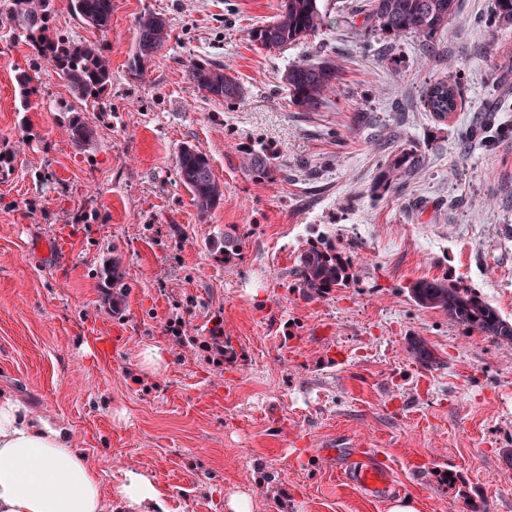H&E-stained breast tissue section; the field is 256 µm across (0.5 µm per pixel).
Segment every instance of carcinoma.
<instances>
[{"instance_id": "obj_1", "label": "carcinoma", "mask_w": 512, "mask_h": 512, "mask_svg": "<svg viewBox=\"0 0 512 512\" xmlns=\"http://www.w3.org/2000/svg\"><path fill=\"white\" fill-rule=\"evenodd\" d=\"M69 7L86 25L103 33L110 28L112 0H69ZM52 11L53 0H0V28L25 32L32 58L51 65L78 99L99 102L112 77L109 59L95 42H64L53 37L49 28ZM456 12L457 0H368L363 11V27L368 35L381 31L397 38L413 33L429 44L448 30ZM328 24L329 17L320 9L319 0H279L273 20L251 28L247 36L259 49L275 53L292 44L307 42ZM136 25L138 38L131 71L143 75L169 41L170 32L165 19L153 13L139 16ZM186 73L188 80L211 99L226 105L236 103L239 87L224 73L223 64L198 60L189 65ZM339 80L336 65L328 61L295 63L283 76L289 100L305 112L319 109ZM17 82L21 106L26 112L30 108L31 77L23 72ZM460 101L459 84L439 80L427 89L424 105L443 120L457 110ZM69 134L81 148L92 141L95 131L77 114L69 122ZM420 167L419 157L401 150L389 163L388 179L404 180L415 175ZM177 171L179 179L192 192L200 214H207L224 197V189L208 158L193 146L183 145L179 149ZM239 246L237 237L224 233L220 245L224 249V261L237 258ZM293 272L295 287L306 297L344 288L352 278L348 259L327 238L300 249ZM107 275L112 282V313L118 314L127 292L119 257H112ZM411 294L419 306L442 310L465 329L512 345V321L473 289L423 279L414 283Z\"/></svg>"}]
</instances>
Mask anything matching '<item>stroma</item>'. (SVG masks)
<instances>
[{
	"mask_svg": "<svg viewBox=\"0 0 512 512\" xmlns=\"http://www.w3.org/2000/svg\"><path fill=\"white\" fill-rule=\"evenodd\" d=\"M329 26L270 54L247 29L278 0H112L100 32L54 0L51 34L100 43L112 82L79 101L24 36L0 30V395L66 429L100 476L103 512H128L113 490L150 476L166 512H512V348L413 301L421 279L496 291L512 319V26L492 0H458L434 45L413 34L365 35L366 0H320ZM154 13L171 38L145 75L128 69L136 20ZM324 58L341 80L303 112L282 90L289 64ZM223 63L241 94L211 100L190 62ZM34 78L21 111L16 74ZM462 87L441 120L423 100L434 81ZM96 132L80 148L71 110ZM196 146L224 187L200 214L177 174ZM422 166L383 187L401 149ZM266 171H257L253 151ZM238 259L214 248L227 229ZM328 237L352 260L350 285L323 297L294 286L299 248ZM55 243L49 252L40 245ZM122 260L128 295L109 305L103 267ZM181 318L183 339L167 331ZM221 324L239 353L216 365L198 348ZM425 341L427 365L410 351ZM166 357L157 373L140 355ZM342 456L327 466L322 449ZM369 448L393 487L366 497L340 474Z\"/></svg>",
	"mask_w": 512,
	"mask_h": 512,
	"instance_id": "obj_1",
	"label": "stroma"
}]
</instances>
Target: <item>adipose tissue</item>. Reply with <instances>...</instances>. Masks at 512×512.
Returning a JSON list of instances; mask_svg holds the SVG:
<instances>
[{
	"instance_id": "1",
	"label": "adipose tissue",
	"mask_w": 512,
	"mask_h": 512,
	"mask_svg": "<svg viewBox=\"0 0 512 512\" xmlns=\"http://www.w3.org/2000/svg\"><path fill=\"white\" fill-rule=\"evenodd\" d=\"M135 512H165L147 475L128 471L114 490ZM98 474L63 429L32 423L21 401L0 396V512H102Z\"/></svg>"
}]
</instances>
